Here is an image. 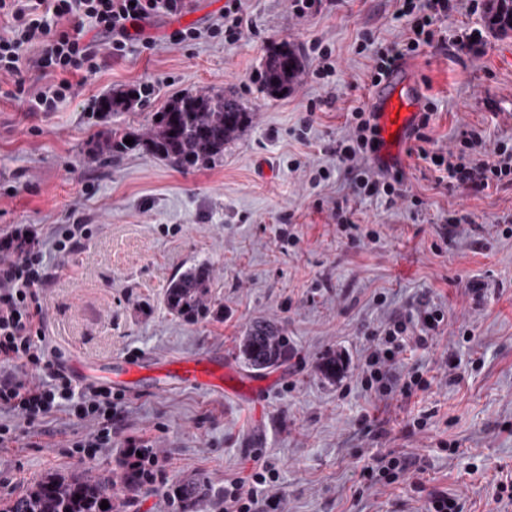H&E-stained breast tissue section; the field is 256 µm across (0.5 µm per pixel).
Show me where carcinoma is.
<instances>
[{"label": "carcinoma", "mask_w": 512, "mask_h": 512, "mask_svg": "<svg viewBox=\"0 0 512 512\" xmlns=\"http://www.w3.org/2000/svg\"><path fill=\"white\" fill-rule=\"evenodd\" d=\"M487 30L496 37L512 35V0H495L484 14ZM302 68L298 55L283 45L267 56L260 75V91L285 95L293 87ZM136 90L104 96L99 110L117 115L133 107ZM251 122V113L238 97L229 94H186L169 100L152 115L147 131L139 133L116 126L96 144L97 156H115L144 150L186 171L211 164L224 156V146L235 140ZM133 143L126 144L124 139ZM214 278L205 264H197L174 277L164 294L168 311L186 322L207 317L211 309ZM242 362L255 371L270 370L288 357V338L269 321L256 320L244 330L238 343ZM141 474L137 467H124L116 474L65 475L50 473L31 484L25 493L11 500L0 512H116L115 489H138ZM208 494L207 482L196 476L180 479L174 498L182 512H196ZM108 508L102 509V501Z\"/></svg>", "instance_id": "cac0c4a2"}]
</instances>
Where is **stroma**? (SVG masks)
Listing matches in <instances>:
<instances>
[{"instance_id":"stroma-1","label":"stroma","mask_w":512,"mask_h":512,"mask_svg":"<svg viewBox=\"0 0 512 512\" xmlns=\"http://www.w3.org/2000/svg\"><path fill=\"white\" fill-rule=\"evenodd\" d=\"M224 2L192 0L182 15L146 25L151 49L130 46L96 75L72 77L73 95L55 111L31 112L0 97V231L91 229L78 251L52 259L46 337L58 363L207 354L268 385L252 399L141 386L121 395L112 446L92 460L72 443L93 426L68 410L31 426L0 411V423L18 428L16 441L0 449V501L48 472L114 466L144 441L162 473L153 485L119 493L122 512H178L170 494L191 475L211 487L199 512H224L225 484L253 459L277 472L282 512H426L433 489L463 512H512L511 499H492L497 482L512 479V237L500 225L512 220V186L447 189L426 162L404 155L398 166L420 206L354 198L332 149L347 133L349 112L371 107L373 53L360 51V35L387 44L406 33L397 0H324L303 16L291 0H242L239 41L170 42L173 31L209 27ZM473 3L458 0L440 26L448 40L466 30L479 33L477 42L427 47L403 61L417 75L422 103L435 109L437 149L452 148L467 126L484 128L494 142L512 138V37L486 33L484 11ZM316 41L336 66L322 80L312 75ZM283 43L302 71L287 95L268 96L257 77ZM129 89L140 92L135 107L99 113L103 95ZM214 92L237 96L252 114L215 163L181 172L148 153L93 159L101 131L146 130L170 99ZM312 99L323 106L304 129ZM321 167L330 168L329 180L316 181ZM343 202L350 221L339 224L333 214ZM462 216L466 224L448 230V220ZM200 262L214 274L211 315L188 323L169 314L164 293ZM472 282L483 287L480 300L465 291ZM423 303L444 310L448 324L428 348L399 355L393 369L399 378L416 369L434 382L409 399H380L360 381L364 332ZM256 318L279 324L289 345L287 359L261 373L238 356ZM328 355L346 362L333 381L318 370ZM422 416L426 427L415 429ZM390 453L423 459L424 491L409 478L363 487L361 470Z\"/></svg>"}]
</instances>
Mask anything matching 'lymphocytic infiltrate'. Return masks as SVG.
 I'll use <instances>...</instances> for the list:
<instances>
[{"instance_id": "obj_1", "label": "lymphocytic infiltrate", "mask_w": 512, "mask_h": 512, "mask_svg": "<svg viewBox=\"0 0 512 512\" xmlns=\"http://www.w3.org/2000/svg\"><path fill=\"white\" fill-rule=\"evenodd\" d=\"M186 0H0V17L10 21L0 30V76L15 77L9 96L28 99L33 112H52L71 92V75H91L100 67L99 37L109 38L113 55H122L129 42L149 45L145 26L161 16L181 14ZM457 10V0H402L400 15L408 17L403 39L374 46L372 37L363 43L374 48L371 85H378L405 57L423 47H447L448 40L437 24ZM96 38H88V31ZM32 70L45 81L36 96H27L20 75ZM431 112L421 113L410 138L412 151L432 165L438 183L466 186L476 191L512 184V144L502 141L487 148L484 129L469 127L460 134L456 149L438 154L428 148L427 129ZM350 134L336 144V159L351 176L354 195L387 200L408 195L401 174L372 169L367 160L378 148L373 113L356 109L350 114ZM89 234L84 224L55 227L50 241H43L25 224L0 233V411L15 413L35 424L65 405H72L77 420L92 423L94 431L76 440L88 458H96L112 445V427L121 408L110 388L76 387L55 360L46 338L43 286L50 276L49 251L66 255L79 248ZM445 323L442 310L423 307L416 317L398 314L380 326L367 329L368 346L362 365V381L377 396L393 393L411 396L427 390L430 382L414 371L397 379L393 365L397 355L409 349L427 348ZM424 467L417 456L375 457L364 475L371 482L392 483L402 474L420 475ZM267 475L253 470L233 480L224 490V512H277L280 496L257 499L255 485Z\"/></svg>"}]
</instances>
